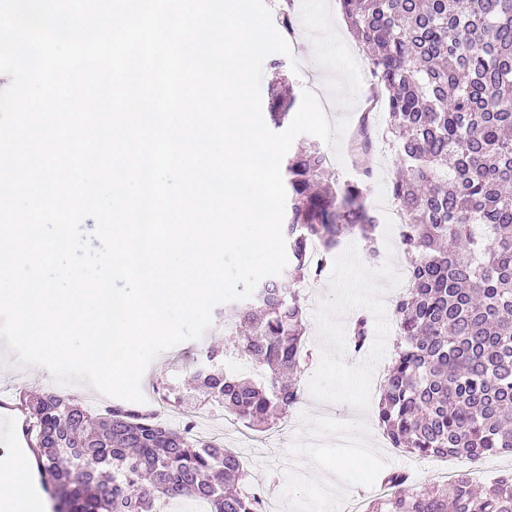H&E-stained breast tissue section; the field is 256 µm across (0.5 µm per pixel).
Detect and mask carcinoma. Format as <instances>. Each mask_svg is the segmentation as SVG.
I'll use <instances>...</instances> for the list:
<instances>
[{
  "label": "carcinoma",
  "mask_w": 512,
  "mask_h": 512,
  "mask_svg": "<svg viewBox=\"0 0 512 512\" xmlns=\"http://www.w3.org/2000/svg\"><path fill=\"white\" fill-rule=\"evenodd\" d=\"M375 75L372 97L405 176L390 193L402 216L399 242L410 286L395 299L399 342L385 371L377 420L392 447L471 463L512 450V0H337ZM279 126L293 99L279 92ZM371 126L360 130L356 180L322 184L329 166L316 147L288 159L283 227L293 273L256 289L228 329L257 379L224 372L209 348L195 369L208 400L255 431L271 429L300 400L304 360L299 283L357 234L375 261L378 220L366 202ZM322 251L310 260V246ZM371 322L353 319L349 344L366 346ZM173 407L188 400L163 386ZM21 405L54 512H161L170 499L202 500L211 512H263L240 490L238 457L188 426L170 428L146 410L100 413L53 393ZM392 492L366 512H512V474L478 489L469 474L432 488L406 473L384 475Z\"/></svg>",
  "instance_id": "carcinoma-1"
}]
</instances>
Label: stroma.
I'll return each mask as SVG.
<instances>
[{"mask_svg": "<svg viewBox=\"0 0 512 512\" xmlns=\"http://www.w3.org/2000/svg\"><path fill=\"white\" fill-rule=\"evenodd\" d=\"M273 25L290 20L286 39L291 56H269L260 84L261 108L271 112L273 90L290 85L294 99L304 91L325 97L333 110L330 122L341 117L356 120L366 108L365 83L359 67L365 59L350 34L334 42L321 41L323 14L342 20L336 0H264ZM378 262L364 258L362 240L346 238L320 276L303 284V341L310 356L301 366V401L292 412V432L272 427L250 430L221 408L198 406L191 416L170 411L167 424H192L193 432L222 441L243 461L245 483L259 489L268 512H336L339 502L376 498L375 487L389 470L406 472L414 486L435 483V470H473L476 481L491 485L500 474L512 472V453L487 458L478 468L463 459L419 456L390 446L378 437L372 389L378 373L387 368L397 345L392 303L401 289L397 273L405 260L397 235L387 237ZM218 316L198 340H188L157 356L146 369L141 390L145 398L157 395L161 384L190 383L193 359L209 346L225 341L224 323L232 319L229 303L218 304ZM366 314L373 325V340L353 354L346 336L352 318ZM54 392L96 410L111 404V397L83 384L61 385L41 366H20L0 341V460L15 461L30 450L24 416L16 404L20 393Z\"/></svg>", "mask_w": 512, "mask_h": 512, "instance_id": "1", "label": "stroma"}]
</instances>
